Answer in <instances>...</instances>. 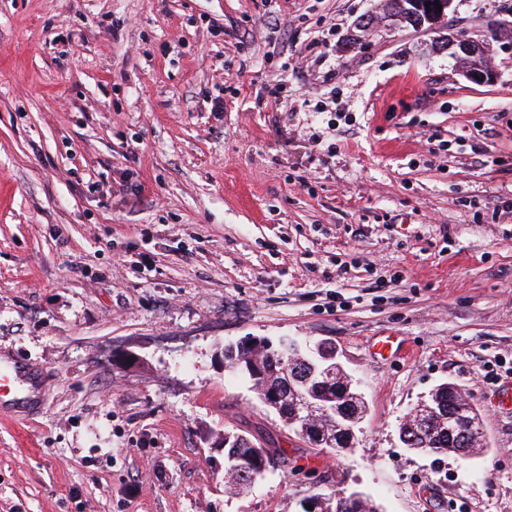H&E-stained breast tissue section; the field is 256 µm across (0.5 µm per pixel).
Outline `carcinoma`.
<instances>
[{
  "instance_id": "obj_1",
  "label": "carcinoma",
  "mask_w": 512,
  "mask_h": 512,
  "mask_svg": "<svg viewBox=\"0 0 512 512\" xmlns=\"http://www.w3.org/2000/svg\"><path fill=\"white\" fill-rule=\"evenodd\" d=\"M237 358L242 365H252L258 378L253 380V388L259 398L273 394L279 397V415L285 423L298 431L296 422L302 399V388L297 377L304 371L305 362L295 361L293 373L289 369L288 355L282 346H269L262 353L247 344L236 347ZM439 400L446 411L432 413L420 407L405 420L399 429L400 436L410 442L412 449L421 452L453 453L461 458H469L479 450L484 430L479 413L474 405L466 401L459 389L445 383L440 385L430 397ZM230 439L224 449V469L229 474L233 486H249L265 477L269 467L278 463L285 466L288 458L279 448H263L249 437L230 430L224 431ZM320 512H377L376 506L366 497L353 500H333L321 495Z\"/></svg>"
}]
</instances>
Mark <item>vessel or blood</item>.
Instances as JSON below:
<instances>
[{
    "instance_id": "vessel-or-blood-1",
    "label": "vessel or blood",
    "mask_w": 512,
    "mask_h": 512,
    "mask_svg": "<svg viewBox=\"0 0 512 512\" xmlns=\"http://www.w3.org/2000/svg\"><path fill=\"white\" fill-rule=\"evenodd\" d=\"M43 373L33 362L0 356V412L38 414L44 406Z\"/></svg>"
}]
</instances>
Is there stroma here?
<instances>
[{"label": "stroma", "instance_id": "35a3bbf8", "mask_svg": "<svg viewBox=\"0 0 512 512\" xmlns=\"http://www.w3.org/2000/svg\"><path fill=\"white\" fill-rule=\"evenodd\" d=\"M453 6L512 26V0ZM382 7L0 0V353L47 377L42 414L0 418V512H512V40L485 85L439 30L345 50ZM249 336L335 349L369 407L351 451L225 370ZM444 382L482 416L467 460L399 439ZM227 428L289 468L231 490ZM353 498L357 497L356 493L350 494ZM349 495V496H350ZM313 497L323 498L319 507V512H377L376 506L367 497H357L353 500H336L333 503L331 496L325 494H313Z\"/></svg>", "mask_w": 512, "mask_h": 512}]
</instances>
